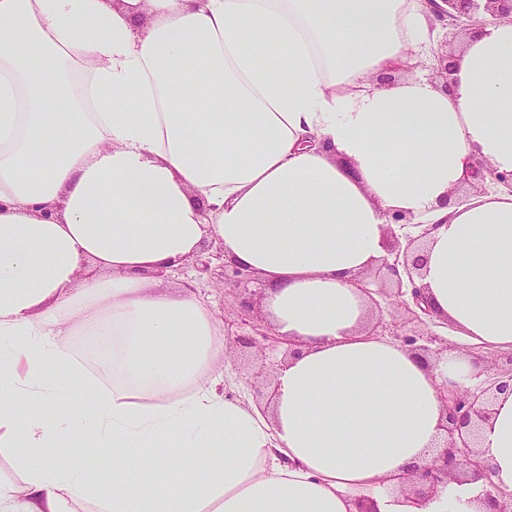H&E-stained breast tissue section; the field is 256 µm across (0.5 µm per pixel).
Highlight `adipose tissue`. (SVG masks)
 <instances>
[{
	"mask_svg": "<svg viewBox=\"0 0 512 512\" xmlns=\"http://www.w3.org/2000/svg\"><path fill=\"white\" fill-rule=\"evenodd\" d=\"M425 0H0V512H488L483 481L422 508L396 487L436 450L446 386L479 369L373 336L361 274L392 212L430 225L420 252L436 317L512 349V193L455 192L474 159L512 173V21L417 74ZM215 240L261 275L296 355L272 401L209 380L224 336L181 267ZM116 381L92 377L86 324ZM64 371L89 395L78 405ZM96 452L45 453L62 436ZM176 445L200 480L158 476ZM490 479L512 493V390L484 426ZM108 455L112 468L100 470ZM221 465H214V456Z\"/></svg>",
	"mask_w": 512,
	"mask_h": 512,
	"instance_id": "1",
	"label": "adipose tissue"
}]
</instances>
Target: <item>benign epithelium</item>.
<instances>
[{"label":"benign epithelium","mask_w":512,"mask_h":512,"mask_svg":"<svg viewBox=\"0 0 512 512\" xmlns=\"http://www.w3.org/2000/svg\"><path fill=\"white\" fill-rule=\"evenodd\" d=\"M431 12L440 21L457 26L462 20L471 22L475 29L484 20L474 16L477 0H426ZM485 10L493 17L512 18V0H485ZM470 177L478 183L487 180L502 184L512 190V173H498L485 163L478 161L469 171ZM417 237L407 238L402 245L394 241L390 255L385 258L382 267L386 270L387 280L396 286L398 295L403 297L401 303L419 319L431 317L430 307L422 289L414 282L412 271L419 269V260L411 258ZM215 257L223 260V268L230 269L235 276L252 282L255 272L241 268L224 260V247H219ZM408 274L411 289L402 291L403 281L399 278V268ZM512 384V371L500 376L490 387L477 392L457 389L444 396L445 422L443 423L444 446L428 463L416 466L407 476L401 478V487L416 505H421L440 487L448 485L463 474L467 480L485 481L484 495L491 512H512V495H502L490 481L489 467L480 455L483 426L491 417L492 407L500 391Z\"/></svg>","instance_id":"1"}]
</instances>
